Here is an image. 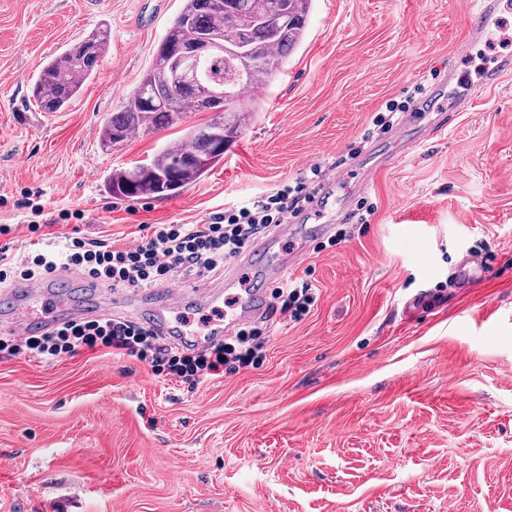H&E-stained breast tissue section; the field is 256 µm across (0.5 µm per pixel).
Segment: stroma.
<instances>
[{
	"label": "stroma",
	"mask_w": 512,
	"mask_h": 512,
	"mask_svg": "<svg viewBox=\"0 0 512 512\" xmlns=\"http://www.w3.org/2000/svg\"><path fill=\"white\" fill-rule=\"evenodd\" d=\"M181 7L0 0L11 252L58 254L76 228L121 247L339 163L348 181L316 218L334 231L289 276L317 301L270 328L262 364L195 389L130 357L0 362V512H512V72L480 86L512 55V13L474 57L460 0H313L223 161L178 195L112 199L106 175L181 136L100 144ZM102 25L96 72L64 110L40 111L41 63ZM453 84L478 94L460 106ZM391 105L413 109L410 125L378 130ZM397 135L420 149L395 158ZM29 192L42 215L17 208ZM363 200L374 213L350 219ZM468 259L485 274L463 288Z\"/></svg>",
	"instance_id": "35a3bbf8"
}]
</instances>
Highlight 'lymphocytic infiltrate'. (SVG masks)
Masks as SVG:
<instances>
[{
  "mask_svg": "<svg viewBox=\"0 0 512 512\" xmlns=\"http://www.w3.org/2000/svg\"><path fill=\"white\" fill-rule=\"evenodd\" d=\"M307 186L297 183L247 204L214 213L206 224H156L127 246L69 237L55 258L30 253L14 259L0 248V283L31 279L60 268H75L85 277L128 288H149L179 274L204 275L223 267L257 237L283 223L288 211L308 200ZM270 313L298 321L315 303L308 287L287 284L271 291ZM262 327L240 328L235 336L197 352L160 342L145 325L121 318H76L43 334L0 342V362L20 354L33 358L75 356L81 352L127 356L148 363L153 374L197 388L205 382L260 364L264 358Z\"/></svg>",
  "mask_w": 512,
  "mask_h": 512,
  "instance_id": "lymphocytic-infiltrate-1",
  "label": "lymphocytic infiltrate"
}]
</instances>
